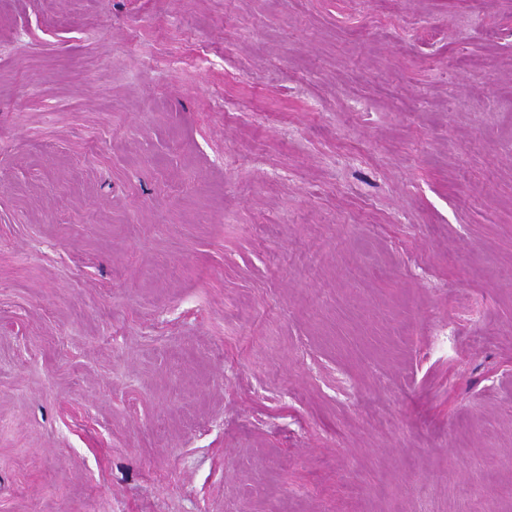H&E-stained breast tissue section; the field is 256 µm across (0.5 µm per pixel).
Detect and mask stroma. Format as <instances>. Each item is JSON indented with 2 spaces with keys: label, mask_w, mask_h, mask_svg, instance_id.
Returning <instances> with one entry per match:
<instances>
[{
  "label": "stroma",
  "mask_w": 512,
  "mask_h": 512,
  "mask_svg": "<svg viewBox=\"0 0 512 512\" xmlns=\"http://www.w3.org/2000/svg\"><path fill=\"white\" fill-rule=\"evenodd\" d=\"M0 512H512V0H0Z\"/></svg>",
  "instance_id": "1"
}]
</instances>
